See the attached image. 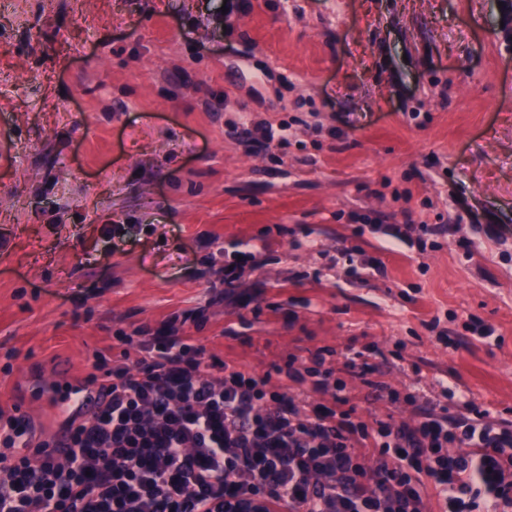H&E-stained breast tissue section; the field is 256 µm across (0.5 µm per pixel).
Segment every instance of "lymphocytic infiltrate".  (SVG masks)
Segmentation results:
<instances>
[{
	"label": "lymphocytic infiltrate",
	"mask_w": 512,
	"mask_h": 512,
	"mask_svg": "<svg viewBox=\"0 0 512 512\" xmlns=\"http://www.w3.org/2000/svg\"><path fill=\"white\" fill-rule=\"evenodd\" d=\"M142 350L113 365L96 355L88 380L106 379L110 399L70 425L64 455L28 420L0 417V512H248L256 500L262 512H428V484L441 512H473L477 487L487 512H512V429L473 401L453 418L368 423L322 349L308 357L322 379L301 397L292 363L274 387L184 332Z\"/></svg>",
	"instance_id": "f902f5d3"
}]
</instances>
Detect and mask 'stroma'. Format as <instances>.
Masks as SVG:
<instances>
[{
	"label": "stroma",
	"mask_w": 512,
	"mask_h": 512,
	"mask_svg": "<svg viewBox=\"0 0 512 512\" xmlns=\"http://www.w3.org/2000/svg\"><path fill=\"white\" fill-rule=\"evenodd\" d=\"M2 148L0 399L46 433L44 387L164 325L512 428V0H0Z\"/></svg>",
	"instance_id": "1"
}]
</instances>
